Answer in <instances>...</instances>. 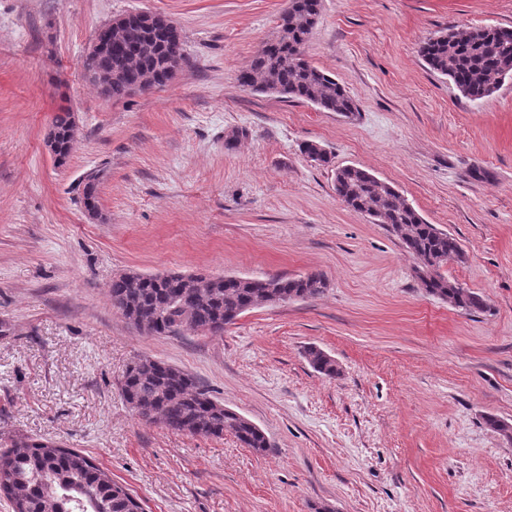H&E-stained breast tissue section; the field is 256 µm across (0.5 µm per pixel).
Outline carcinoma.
Masks as SVG:
<instances>
[{
	"mask_svg": "<svg viewBox=\"0 0 512 512\" xmlns=\"http://www.w3.org/2000/svg\"><path fill=\"white\" fill-rule=\"evenodd\" d=\"M293 6L279 18L280 39L263 45L249 69L239 76L242 85L286 98L311 103L324 112L347 116L357 110L355 101L334 78L310 64L301 49L320 16L321 0H289ZM183 35L167 26H149V19H128L122 42L85 60V73L93 85L108 75L107 97L122 98L129 86L142 80L164 84L177 72L176 49ZM420 53L430 68L450 78L472 101L492 95L512 78V28H474L450 31L425 42ZM54 161L65 164L78 143L76 123L68 109L54 117L49 132ZM98 175L83 179L81 202L86 212H98ZM336 194L352 210L369 217L396 235L417 262L421 284L435 297L466 313L483 312L482 297L462 288L439 272L466 254L458 240L409 209L388 183L364 169L344 166L335 172ZM327 288L326 278L311 273L296 278L226 276L171 273L165 278L130 271L112 279V307L138 331L149 335L190 332L220 335L235 316L248 310L314 298ZM305 358L318 373L340 374L336 361L315 346ZM125 402L146 423H159L191 435L220 437L232 433L255 453H265L270 443L250 419L220 407L210 392L188 372L149 356L132 361L120 379ZM485 425L512 443V422L489 415ZM7 461L0 470V498L12 512H143L140 500L114 481L109 470L82 452L52 442L33 441L0 451Z\"/></svg>",
	"mask_w": 512,
	"mask_h": 512,
	"instance_id": "1",
	"label": "carcinoma"
}]
</instances>
